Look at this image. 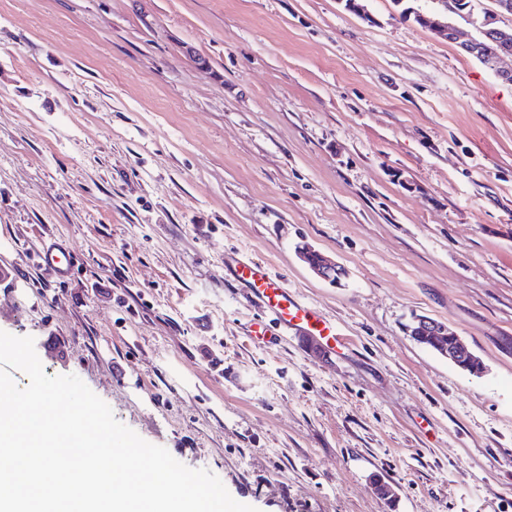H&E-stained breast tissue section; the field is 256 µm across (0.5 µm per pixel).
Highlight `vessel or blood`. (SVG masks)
I'll list each match as a JSON object with an SVG mask.
<instances>
[{
	"instance_id": "b4317fda",
	"label": "vessel or blood",
	"mask_w": 512,
	"mask_h": 512,
	"mask_svg": "<svg viewBox=\"0 0 512 512\" xmlns=\"http://www.w3.org/2000/svg\"><path fill=\"white\" fill-rule=\"evenodd\" d=\"M75 261L73 251L50 244L36 255L37 265L58 278L68 276ZM224 263L233 281L258 302L263 312L262 319L249 323L248 336L261 340L280 334L300 345L313 344L328 355L349 348L346 330L290 290L265 262L233 253L225 257Z\"/></svg>"
}]
</instances>
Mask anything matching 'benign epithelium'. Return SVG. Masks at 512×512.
Masks as SVG:
<instances>
[{"label":"benign epithelium","mask_w":512,"mask_h":512,"mask_svg":"<svg viewBox=\"0 0 512 512\" xmlns=\"http://www.w3.org/2000/svg\"><path fill=\"white\" fill-rule=\"evenodd\" d=\"M418 18L423 26L434 30L442 38H449L459 44L462 50L483 58L485 66L496 78L504 82L512 80V35L508 30L494 26V19L489 17L482 22L483 35L496 45V48L491 50L475 37L460 40L459 31L448 21L442 22L422 13L418 14ZM301 254L318 278L332 284L341 282L344 269L335 261L315 250L305 249ZM407 332L412 336L431 340L432 349L452 363L457 365L462 362L471 372H478V366L474 363L469 348L445 323L427 316H419L407 326Z\"/></svg>","instance_id":"obj_1"}]
</instances>
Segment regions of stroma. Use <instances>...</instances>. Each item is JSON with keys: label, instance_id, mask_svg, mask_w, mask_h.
I'll return each mask as SVG.
<instances>
[{"label": "stroma", "instance_id": "35a3bbf8", "mask_svg": "<svg viewBox=\"0 0 512 512\" xmlns=\"http://www.w3.org/2000/svg\"><path fill=\"white\" fill-rule=\"evenodd\" d=\"M365 4L0 0V330L258 512H512V85ZM227 251L353 347L246 336ZM77 257L68 248L45 244L42 251L36 254V264L57 278L68 276L75 264ZM301 254L304 261L321 280L332 284H338L345 276L344 269L322 253L315 250L305 249L301 251ZM406 330L409 335L422 337L424 340L430 339L433 351L448 358L452 363L460 365L459 362H463L470 372L478 373L479 368L472 359L471 351L445 323L427 316H419L413 319Z\"/></svg>", "mask_w": 512, "mask_h": 512}]
</instances>
